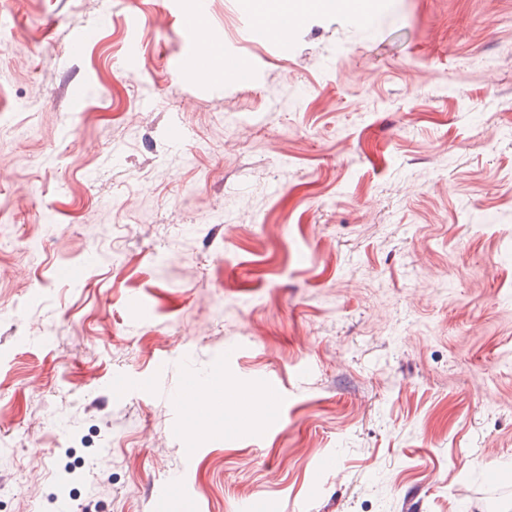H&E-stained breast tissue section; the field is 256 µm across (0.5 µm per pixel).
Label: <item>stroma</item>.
<instances>
[{"instance_id": "1", "label": "stroma", "mask_w": 512, "mask_h": 512, "mask_svg": "<svg viewBox=\"0 0 512 512\" xmlns=\"http://www.w3.org/2000/svg\"><path fill=\"white\" fill-rule=\"evenodd\" d=\"M186 6L0 0V512H512V0ZM237 398L236 390L232 387H225L224 391L203 392L202 387L194 384L185 385L178 394L172 399L174 406L183 415L188 413L190 409L205 405L207 407H199L195 411L205 415H216L215 411H222L226 404L233 402ZM214 411H212V410Z\"/></svg>"}]
</instances>
